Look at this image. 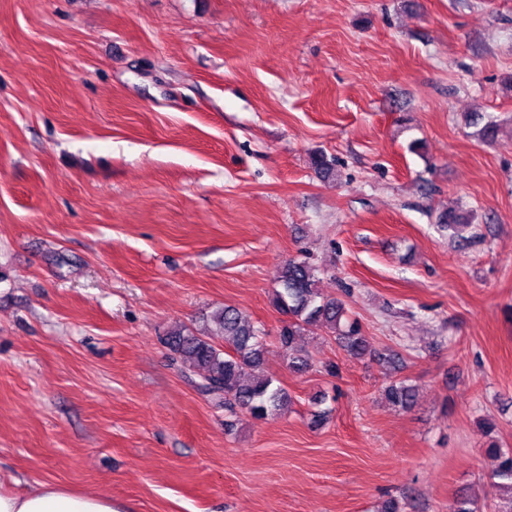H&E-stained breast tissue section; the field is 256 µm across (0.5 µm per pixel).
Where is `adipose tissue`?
Here are the masks:
<instances>
[{
	"mask_svg": "<svg viewBox=\"0 0 512 512\" xmlns=\"http://www.w3.org/2000/svg\"><path fill=\"white\" fill-rule=\"evenodd\" d=\"M0 512H118L111 497L45 483L23 494L0 487Z\"/></svg>",
	"mask_w": 512,
	"mask_h": 512,
	"instance_id": "obj_1",
	"label": "adipose tissue"
}]
</instances>
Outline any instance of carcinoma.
Segmentation results:
<instances>
[{
	"instance_id": "carcinoma-1",
	"label": "carcinoma",
	"mask_w": 512,
	"mask_h": 512,
	"mask_svg": "<svg viewBox=\"0 0 512 512\" xmlns=\"http://www.w3.org/2000/svg\"><path fill=\"white\" fill-rule=\"evenodd\" d=\"M311 163L318 174L328 178L337 176L336 161L326 153H314ZM438 223L456 234L471 227L453 209L442 211ZM318 281V269L307 257L292 258L280 267L273 293L274 306L286 316L278 342L288 355V366L297 371L309 366V357L295 345L296 337L314 327L336 333L343 349L353 358L370 352L358 323L348 318L343 303L321 294ZM210 320L216 335L224 337V346L220 348L201 336L181 330L166 337V345L180 370L198 377L197 386L229 413L240 411L262 419L287 412L291 404L288 393L262 374L265 345L248 316L225 305L216 309ZM417 393V386L406 380L394 381L383 390L384 398L403 411L411 408ZM486 455L492 462V487L507 496L506 512H512V448L504 449L492 443L486 448ZM490 508L492 504L488 501L465 494L456 499L450 512H483Z\"/></svg>"
}]
</instances>
